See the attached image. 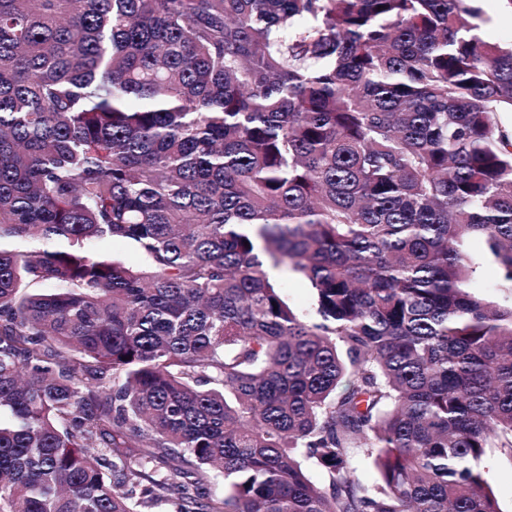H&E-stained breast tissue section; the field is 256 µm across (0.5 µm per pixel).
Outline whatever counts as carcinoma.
Instances as JSON below:
<instances>
[{"mask_svg":"<svg viewBox=\"0 0 512 512\" xmlns=\"http://www.w3.org/2000/svg\"><path fill=\"white\" fill-rule=\"evenodd\" d=\"M476 2L0 0V512H501L512 304L463 242L512 291V43ZM470 252L475 268L472 291L497 303L510 300V291L505 288H496L499 283V274L487 249L479 245H471ZM271 274L276 280H279L283 284L288 299L292 303L305 312L314 311L312 306V292L304 280L285 270H273ZM482 466L502 512H512V461L498 448H490Z\"/></svg>","mask_w":512,"mask_h":512,"instance_id":"carcinoma-1","label":"carcinoma"}]
</instances>
